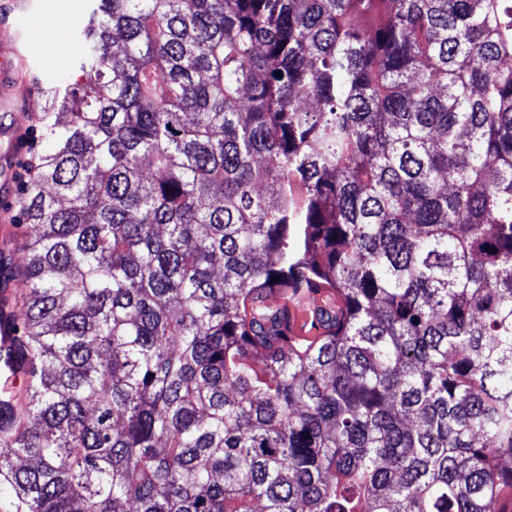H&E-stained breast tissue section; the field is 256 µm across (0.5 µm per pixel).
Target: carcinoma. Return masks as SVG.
Listing matches in <instances>:
<instances>
[{"label":"carcinoma","instance_id":"cac0c4a2","mask_svg":"<svg viewBox=\"0 0 512 512\" xmlns=\"http://www.w3.org/2000/svg\"><path fill=\"white\" fill-rule=\"evenodd\" d=\"M92 2L0 252V512H504L512 0ZM327 296L336 299V304L340 303L337 296H335L334 292L329 289H320L318 293L311 294L308 297H300L298 299H288L287 305L290 310L291 321L289 325V335L297 340H312L316 336H319L323 330L315 328L311 330H307L310 320H311V306L308 305V301L310 298L315 299V303L321 304L322 300Z\"/></svg>","mask_w":512,"mask_h":512}]
</instances>
